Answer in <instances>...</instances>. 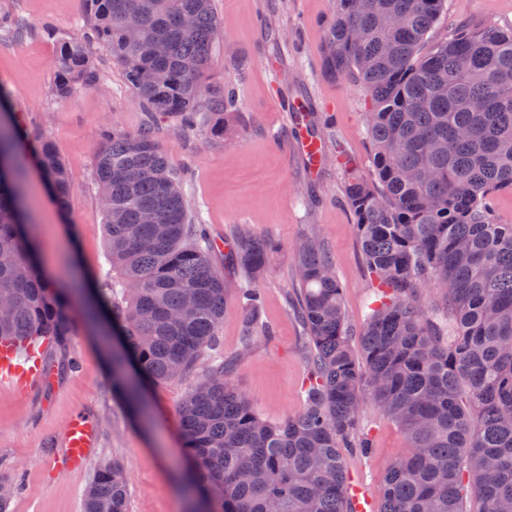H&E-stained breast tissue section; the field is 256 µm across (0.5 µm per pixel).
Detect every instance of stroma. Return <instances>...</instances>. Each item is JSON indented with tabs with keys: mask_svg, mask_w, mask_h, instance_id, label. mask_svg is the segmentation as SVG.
Listing matches in <instances>:
<instances>
[{
	"mask_svg": "<svg viewBox=\"0 0 512 512\" xmlns=\"http://www.w3.org/2000/svg\"><path fill=\"white\" fill-rule=\"evenodd\" d=\"M213 7L221 31L211 75L234 92L243 120L216 141L167 126L157 137L184 175L189 213L203 220L214 245L212 265L228 289L218 352L233 361L232 380L259 415L278 422L301 411L308 384V339L294 313L296 242L312 230L323 239L353 330H361L374 299L345 201L348 177L371 172L364 124L368 97L362 88L323 72L321 48L334 0H213ZM4 12L18 28L0 31V108L20 117L25 130L20 154L30 171L27 193L34 200V219L45 231L42 261L87 274L108 273L94 160L105 126L135 132L147 116L121 67L101 49L93 53L98 87L66 100L54 96L56 46L41 26L50 22L66 33L79 31L88 20L86 0H0ZM508 23L512 0H447L431 36ZM286 97L302 100L313 111L325 139L316 171H308L294 146L298 130L278 106ZM42 134L54 141L72 182L64 212L52 200L33 152ZM244 224L277 246L258 282L265 328L251 334L237 300L244 272L228 248ZM68 317L71 335L53 357L75 361V369L51 375L25 400L0 388V483L23 485L9 512H81L91 469L50 479L40 466L58 450L66 425L78 416L97 425L94 463L114 460L126 471L129 512H194L186 489L180 406L185 391L202 380V365L182 379L146 384L149 413L136 415L116 388L112 348L99 341V328L82 298H71ZM362 425L371 454L346 453L347 477L376 494L387 468L407 454L409 444L401 427L373 403H365Z\"/></svg>",
	"mask_w": 512,
	"mask_h": 512,
	"instance_id": "obj_1",
	"label": "stroma"
}]
</instances>
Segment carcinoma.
<instances>
[{
  "instance_id": "cac0c4a2",
  "label": "carcinoma",
  "mask_w": 512,
  "mask_h": 512,
  "mask_svg": "<svg viewBox=\"0 0 512 512\" xmlns=\"http://www.w3.org/2000/svg\"><path fill=\"white\" fill-rule=\"evenodd\" d=\"M446 0H336L322 45L327 75L362 87L371 177L345 186L375 300L353 344L333 258L313 235L295 247L296 312L311 345L304 409L282 422L260 417L232 384L228 364L180 407L200 512H353L342 449L367 455L360 413L373 402L407 435L409 452L387 470L381 512H502L512 504V224H497L492 199L512 189V28L466 30L431 42ZM91 22L61 36L53 93L71 98L100 76L93 50H106L149 113L136 133L110 129L93 177L105 215L112 276L96 283L92 314L112 321V368L129 365L151 382L182 378L214 347L224 318V282L203 225L191 219L183 176L160 144L154 121L203 126L206 96L219 138L235 109L232 92L206 81L220 20L212 0H87ZM143 33L128 39L125 18ZM398 24L390 26L386 18ZM190 17L191 33L183 31ZM134 57L138 68H125ZM20 125L0 120V342L70 335L69 293L45 278L36 224L22 202L27 171ZM39 164L60 210L72 192L53 140L40 137ZM151 212L155 223H143ZM236 259L261 274L275 249L237 229ZM438 293L429 300L425 291ZM260 289L239 300L258 327ZM138 407L143 386L123 384ZM127 476L117 462L96 467L82 512H128Z\"/></svg>"
}]
</instances>
